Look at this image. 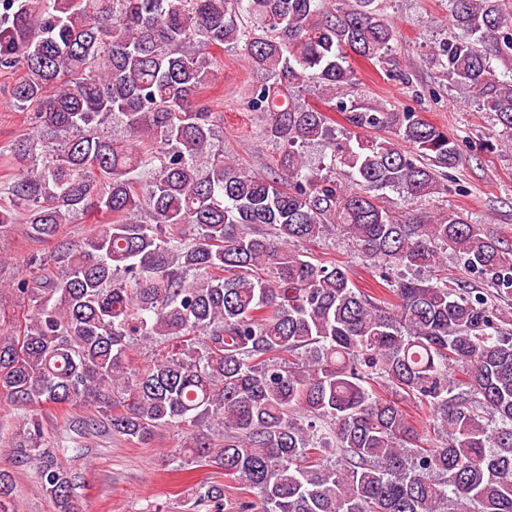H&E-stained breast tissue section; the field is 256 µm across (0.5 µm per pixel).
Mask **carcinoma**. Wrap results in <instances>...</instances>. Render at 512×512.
Here are the masks:
<instances>
[{
	"instance_id": "1",
	"label": "carcinoma",
	"mask_w": 512,
	"mask_h": 512,
	"mask_svg": "<svg viewBox=\"0 0 512 512\" xmlns=\"http://www.w3.org/2000/svg\"><path fill=\"white\" fill-rule=\"evenodd\" d=\"M448 7L460 35L435 61L512 147V74L491 64L512 59V0ZM395 37L380 0H0V68L23 71L14 107L36 108L34 133L9 149L20 173L0 234L19 214L32 238L57 241L12 284L28 311L0 333V396L23 411L14 455L36 464L55 512H78L75 476L44 405L95 408L72 442L101 427L140 444L184 429L171 457L220 465L257 491L260 512H512L506 314L464 281L408 275L451 252L512 295V248L459 214L379 204L384 188L442 194L462 163L420 113L349 103L351 55L381 66ZM230 43L273 77L250 100L284 145L264 176L212 152L217 116L199 102L216 81L211 49ZM310 81L345 115V137L300 103ZM379 129L393 137L368 135ZM314 143L330 150L323 171L305 158ZM89 212L112 223L61 241ZM334 231L381 269L386 295L303 259L300 244ZM141 341L171 351L131 368ZM199 426L223 428L222 442ZM12 493L0 470V512ZM195 503L224 512V488L198 485Z\"/></svg>"
}]
</instances>
